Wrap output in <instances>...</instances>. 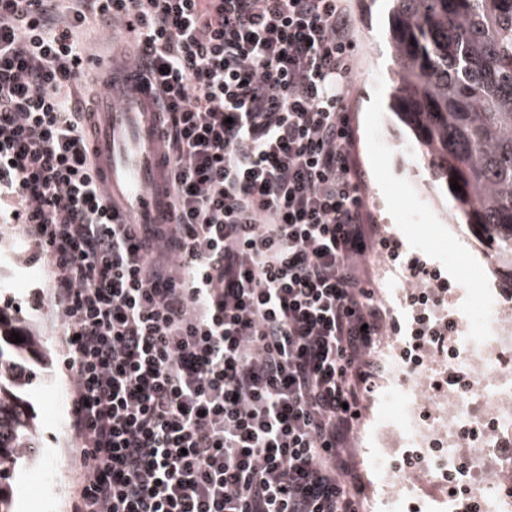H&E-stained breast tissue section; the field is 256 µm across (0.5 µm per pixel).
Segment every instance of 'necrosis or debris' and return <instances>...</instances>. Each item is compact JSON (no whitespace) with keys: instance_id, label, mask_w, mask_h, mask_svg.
Masks as SVG:
<instances>
[{"instance_id":"necrosis-or-debris-1","label":"necrosis or debris","mask_w":512,"mask_h":512,"mask_svg":"<svg viewBox=\"0 0 512 512\" xmlns=\"http://www.w3.org/2000/svg\"><path fill=\"white\" fill-rule=\"evenodd\" d=\"M424 289L393 296L407 317L405 335L379 348L383 386L363 420L379 487L375 512H512V300L496 283L450 304L453 333L440 335ZM435 369L433 380L398 384L403 368ZM438 388L441 407L424 399ZM418 467L405 489L390 477L402 460Z\"/></svg>"}]
</instances>
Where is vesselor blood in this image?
Instances as JSON below:
<instances>
[{"mask_svg":"<svg viewBox=\"0 0 512 512\" xmlns=\"http://www.w3.org/2000/svg\"><path fill=\"white\" fill-rule=\"evenodd\" d=\"M143 72L105 89L92 120V150L105 198L117 203L121 224H170L164 187L170 167L161 158L157 99Z\"/></svg>","mask_w":512,"mask_h":512,"instance_id":"b4317fda","label":"vessel or blood"}]
</instances>
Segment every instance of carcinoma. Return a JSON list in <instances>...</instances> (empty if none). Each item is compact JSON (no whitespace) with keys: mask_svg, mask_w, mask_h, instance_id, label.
I'll list each match as a JSON object with an SVG mask.
<instances>
[{"mask_svg":"<svg viewBox=\"0 0 512 512\" xmlns=\"http://www.w3.org/2000/svg\"><path fill=\"white\" fill-rule=\"evenodd\" d=\"M389 39L395 113L433 158L457 223L512 282V0H395ZM14 331L25 341L11 342ZM36 350L47 354L46 339L30 316L0 307V512H15L11 480L33 459L38 427L24 393L38 374L22 361Z\"/></svg>","mask_w":512,"mask_h":512,"instance_id":"1","label":"carcinoma"}]
</instances>
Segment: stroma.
<instances>
[{
  "label": "stroma",
  "instance_id": "35a3bbf8",
  "mask_svg": "<svg viewBox=\"0 0 512 512\" xmlns=\"http://www.w3.org/2000/svg\"><path fill=\"white\" fill-rule=\"evenodd\" d=\"M349 5L358 29L348 105L371 237L376 240L382 232L393 233L405 254H420L427 265L450 259L443 272L448 294L476 287L480 273L471 267L472 247L444 244L430 230L431 225L451 221V204L446 195L433 190L428 162L420 160L414 135L390 107L391 4L389 0H349ZM36 321L48 340L49 359H32L41 380L25 398L40 427V440L33 467L16 473L15 508L17 512H74L79 462L68 428L73 385L62 368L61 321L49 302L37 311Z\"/></svg>",
  "mask_w": 512,
  "mask_h": 512
}]
</instances>
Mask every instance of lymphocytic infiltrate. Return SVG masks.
I'll return each instance as SVG.
<instances>
[{"label": "lymphocytic infiltrate", "mask_w": 512, "mask_h": 512, "mask_svg": "<svg viewBox=\"0 0 512 512\" xmlns=\"http://www.w3.org/2000/svg\"><path fill=\"white\" fill-rule=\"evenodd\" d=\"M0 0V223L46 261L75 512H358L352 440L387 314L347 97V0ZM125 27L162 102L172 224H117L79 38Z\"/></svg>", "instance_id": "f902f5d3"}]
</instances>
